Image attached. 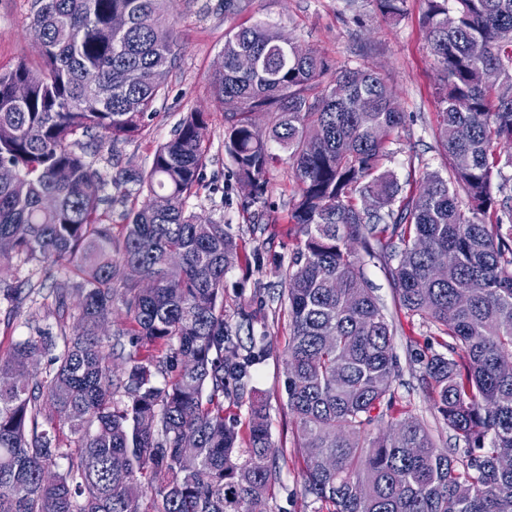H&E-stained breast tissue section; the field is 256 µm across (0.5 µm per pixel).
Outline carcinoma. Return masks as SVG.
<instances>
[{
  "mask_svg": "<svg viewBox=\"0 0 512 512\" xmlns=\"http://www.w3.org/2000/svg\"><path fill=\"white\" fill-rule=\"evenodd\" d=\"M170 2L32 0L41 62L0 70V164L15 173L0 182V240L9 241L0 265H59L79 295L72 336L68 297L55 296L62 350L40 334L0 358V378L14 381L0 387V512H268L282 480L285 456L251 386L270 347L266 300L255 288L224 317L239 245L230 225L189 210L200 190L220 191L206 182L207 113H188L149 170H119L112 184L132 183L134 194H103L92 167L166 95L179 55ZM376 2L386 18L405 12L406 0ZM423 2L448 162L447 175L424 174L423 195L383 169L406 116L375 69L344 68L324 84L317 51L298 56L294 41L253 25L225 37L213 76L241 209L266 203L272 142L296 184L288 223L299 241L280 299L285 393L318 512H512V469L497 466L512 455V194L494 185L497 147L512 143V98L475 77L490 68L512 83V0ZM115 13L128 18L121 31ZM246 54L249 69L239 64ZM19 82L29 87L23 100L12 94ZM257 112L269 116L263 130ZM158 195L169 199L164 212L153 207ZM46 196L54 209L43 208ZM365 196L371 212L358 203ZM117 204L129 205L119 238L106 223ZM356 244L389 266L400 309L434 328L440 350L411 363L465 444L459 458L412 415L396 420L399 433L370 436L393 407L398 363ZM145 278L154 287H141ZM27 294L0 279L1 296L20 304ZM118 310L127 325L101 334ZM47 354L52 368L40 379L32 367ZM226 399L248 404L246 435L224 418Z\"/></svg>",
  "mask_w": 512,
  "mask_h": 512,
  "instance_id": "obj_1",
  "label": "carcinoma"
}]
</instances>
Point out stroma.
<instances>
[{
    "label": "stroma",
    "mask_w": 512,
    "mask_h": 512,
    "mask_svg": "<svg viewBox=\"0 0 512 512\" xmlns=\"http://www.w3.org/2000/svg\"><path fill=\"white\" fill-rule=\"evenodd\" d=\"M31 0H0V69L39 58V45L29 29ZM422 0H407L406 13L398 22L388 21L377 12L374 0H243L241 11L228 15L224 0H173L171 22L179 46L177 61L167 76L165 99L135 138L105 145L94 159V168L113 194L112 177L117 166L134 164L149 169L155 149L166 142L186 113H207L204 140L211 163L206 176L230 188L228 199L200 193L191 207L201 219L221 220L232 227L243 258L262 252L263 268L240 266L227 277L224 312L233 315L240 297L238 288L261 285L271 296L265 312L272 340L266 360L257 366L255 390L264 398L270 414L272 440L283 449L287 463L282 486L276 487L269 512H314L316 505L307 495L300 474L299 456L284 391L288 319L275 298L284 288L286 270L274 267V260H288L296 246L288 234L289 202L295 192L287 160H280L270 173V192L258 216L243 213L241 192L233 188V165L224 152V119L211 96L213 76L223 60L224 36L233 28L265 24L275 27L298 44L315 49L328 62L330 72L347 66L367 65L385 78L406 114V126L384 161L386 169L400 184L419 181L423 172L444 168L446 160L434 129L440 101L438 76L429 52L427 30L422 24ZM364 272L374 295L384 305L395 326L394 350L400 376L394 384L395 402L391 414H407L423 419L440 447L449 454L462 455L463 445L446 429L442 417L419 380L420 369L410 357L430 339L433 330L420 318L408 317L395 304V291L387 266L365 258ZM0 278L27 281L33 287L30 302L16 305L0 296V356H7L12 345L37 331H55L51 316L53 292L68 291L63 270H51L19 260L0 265Z\"/></svg>",
    "instance_id": "35a3bbf8"
}]
</instances>
